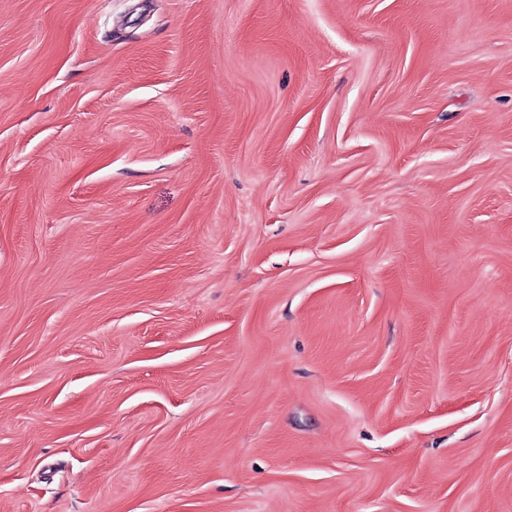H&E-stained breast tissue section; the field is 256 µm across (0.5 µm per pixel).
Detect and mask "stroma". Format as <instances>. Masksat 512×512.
<instances>
[{
	"instance_id": "35a3bbf8",
	"label": "stroma",
	"mask_w": 512,
	"mask_h": 512,
	"mask_svg": "<svg viewBox=\"0 0 512 512\" xmlns=\"http://www.w3.org/2000/svg\"><path fill=\"white\" fill-rule=\"evenodd\" d=\"M0 512H512V0H0Z\"/></svg>"
}]
</instances>
